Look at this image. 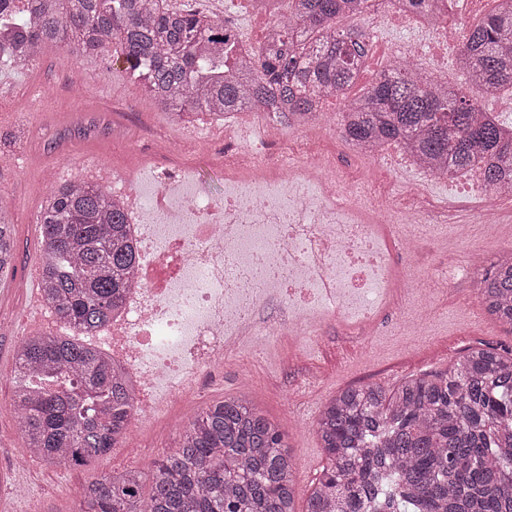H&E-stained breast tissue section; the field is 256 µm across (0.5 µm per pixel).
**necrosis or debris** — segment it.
Here are the masks:
<instances>
[{
	"instance_id": "necrosis-or-debris-1",
	"label": "necrosis or debris",
	"mask_w": 512,
	"mask_h": 512,
	"mask_svg": "<svg viewBox=\"0 0 512 512\" xmlns=\"http://www.w3.org/2000/svg\"><path fill=\"white\" fill-rule=\"evenodd\" d=\"M420 12L404 0H373L357 26L368 33L367 59L382 68L431 56L439 67L459 62L461 27L448 18V0ZM435 32L427 44H387L385 27ZM207 140H173L148 129L130 144V163L112 174V199L126 215L137 256L134 283L112 322L92 341L124 370L134 389L128 445L160 421H172L177 403H196L202 382L228 354L272 336H318L330 326L366 336L380 309L413 293L405 264L423 249L425 223L450 225L457 241L483 225L512 223V191L485 185L480 169L449 178L447 198L426 194L438 173L418 169L409 188L412 207L374 200L370 172L357 180L321 148L335 134L336 115L319 111L292 124L295 155L278 149L285 130L271 112L245 109L223 120L201 119ZM214 144L224 176L220 200L201 202L188 157ZM141 183L149 207L132 186ZM278 303L273 325L258 321Z\"/></svg>"
}]
</instances>
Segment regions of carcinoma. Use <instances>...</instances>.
<instances>
[{
	"label": "carcinoma",
	"instance_id": "obj_1",
	"mask_svg": "<svg viewBox=\"0 0 512 512\" xmlns=\"http://www.w3.org/2000/svg\"><path fill=\"white\" fill-rule=\"evenodd\" d=\"M0 12V61L25 70L59 44L86 65L109 52L175 118L244 108L302 117L315 97L341 98L365 48L348 19L369 0H288L285 19L248 58L224 56V19L168 0H24ZM467 83L512 88V0L463 35ZM345 138L396 145L452 174L483 164L492 188L512 184V124L474 96L406 66L382 72L339 113ZM39 289L74 335L34 332L14 354L13 406L26 447L49 465L83 467L116 447L133 401L119 366L79 336L112 320L136 255L112 194L60 186L39 215ZM14 224L0 212V280L14 274ZM487 314L512 327V257L479 284ZM42 378L43 385L33 383ZM328 465L304 512H512V353L470 348L445 373L349 387L317 421ZM149 494H144L145 486ZM295 467L279 424L243 395L213 403L148 469L93 475L79 512H297Z\"/></svg>",
	"mask_w": 512,
	"mask_h": 512
}]
</instances>
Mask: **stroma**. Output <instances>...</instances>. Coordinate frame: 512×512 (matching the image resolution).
I'll list each match as a JSON object with an SVG mask.
<instances>
[{"label":"stroma","instance_id":"stroma-1","mask_svg":"<svg viewBox=\"0 0 512 512\" xmlns=\"http://www.w3.org/2000/svg\"><path fill=\"white\" fill-rule=\"evenodd\" d=\"M34 79L46 91L44 118L36 123L22 118L13 105ZM128 98L135 100V111L119 110V103ZM94 110L115 111L130 142L147 126L175 138L187 130L183 121L150 99L140 81L115 58L105 57L96 67L87 68L79 66L65 48L53 46L26 70L0 63V191L15 193L12 216L17 245L15 274L0 282V486L24 481L40 512H78L89 476L111 473L119 455L118 449H110L80 469L27 464L12 414L14 348L30 333L25 323L14 320L12 311L17 301L37 293L32 270L39 264L42 200L29 189L63 164L71 175L82 174L81 160L87 156L100 158L108 171L125 165L120 144L107 149L97 140L74 135L69 157H61L54 149L59 132H73L80 117ZM433 239L434 247L410 261L417 278L466 261L469 245L455 241L448 227L436 226ZM421 302L423 335L404 330L403 305L396 302L381 311L374 334L367 338L348 335L338 327L307 338L278 336L268 347L225 357L217 378L204 382L200 404H181L176 412L192 416L201 406L251 395L285 434L296 464L297 506L302 510L327 464L316 421L337 392L366 383L392 389L407 379L447 371L465 349L479 343L512 348V327L486 314L475 280L454 281L437 294L422 293Z\"/></svg>","mask_w":512,"mask_h":512}]
</instances>
